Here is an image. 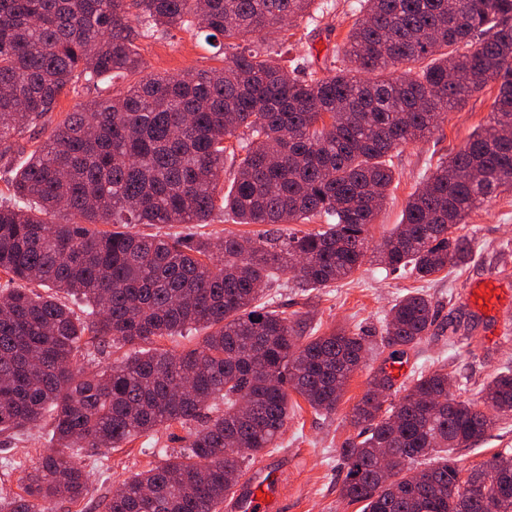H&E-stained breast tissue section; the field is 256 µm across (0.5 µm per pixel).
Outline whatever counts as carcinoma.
<instances>
[{"mask_svg":"<svg viewBox=\"0 0 512 512\" xmlns=\"http://www.w3.org/2000/svg\"><path fill=\"white\" fill-rule=\"evenodd\" d=\"M315 0H0V157L36 129L68 88L139 73L140 29L196 26L237 40L312 16ZM333 75L296 79L234 45L224 67L146 77L71 113L32 151L0 203V432L52 420L57 447L0 498V512H52L86 484L68 448H115L177 422L189 452L126 480L105 512H217L244 464L288 420V391L317 412L336 408L350 374L376 347L400 361L434 320L419 292L390 308L382 336H305L300 321L257 304L277 271L311 288L352 275L368 227L395 179L391 152L438 128L448 109L492 81L488 123L408 198L377 258L425 279L465 264L454 235L474 209L512 192V0H360ZM467 53L459 44L474 38ZM398 76H392V73ZM238 139L221 193L226 139ZM237 224H303L288 236L140 235L130 224H207L217 208ZM60 215L61 222L47 220ZM95 224H117L99 231ZM37 283L55 289L33 292ZM85 302V320L58 297ZM206 330L195 348L139 351L105 370L76 369L104 350ZM445 370L393 387L380 372L351 421L341 488L364 512H512L504 455L462 478L451 448L481 441L512 413V368L476 400H458Z\"/></svg>","mask_w":512,"mask_h":512,"instance_id":"1","label":"carcinoma"}]
</instances>
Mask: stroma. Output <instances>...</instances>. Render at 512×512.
I'll list each match as a JSON object with an SVG mask.
<instances>
[{
    "label": "stroma",
    "instance_id": "35a3bbf8",
    "mask_svg": "<svg viewBox=\"0 0 512 512\" xmlns=\"http://www.w3.org/2000/svg\"><path fill=\"white\" fill-rule=\"evenodd\" d=\"M356 0H316V22L300 24L285 41L289 59H301L306 71L324 76L335 70L338 47L344 46L357 12ZM145 76H178L187 71L222 66V50L208 45L196 30L170 34H145L135 41ZM112 93L111 81L62 94L49 117L47 130H55L83 104ZM497 94L496 83L469 96L462 107L445 114L438 131L392 152L395 180L368 232L369 253L378 252L384 239L402 219L409 195L432 174L448 153L463 147L468 138L490 117ZM456 234L473 245L471 262L448 268L426 280L394 272L377 261L366 262L349 278L326 288L301 290L292 274H280L264 289L261 303L303 321L306 335L345 330L377 336L395 299L413 290L432 301L436 321L428 336L409 350V373L445 369L453 377L457 399L477 398L490 377L512 366V194L492 198L474 210ZM493 284L504 300L492 311L478 313L471 304L472 288ZM457 327L450 335L449 327ZM386 353L370 357L347 381L335 411H314L298 394L288 395V422L272 447L255 455L248 473L259 471L269 460L282 467V495L288 512H362L363 506L344 499L341 486L347 474L343 457L346 442L355 440L358 427L351 411L369 387L372 377L385 366ZM189 432L180 425L163 426L124 442L120 447L96 453L76 451L75 457L87 478V492L80 502L57 500L53 512H103L113 491L135 473L185 453ZM52 426L0 434V497L19 493L24 472L37 466L45 449L54 447ZM512 450V414L502 417L486 439L470 448L456 450L464 468L483 466L505 450Z\"/></svg>",
    "mask_w": 512,
    "mask_h": 512
}]
</instances>
